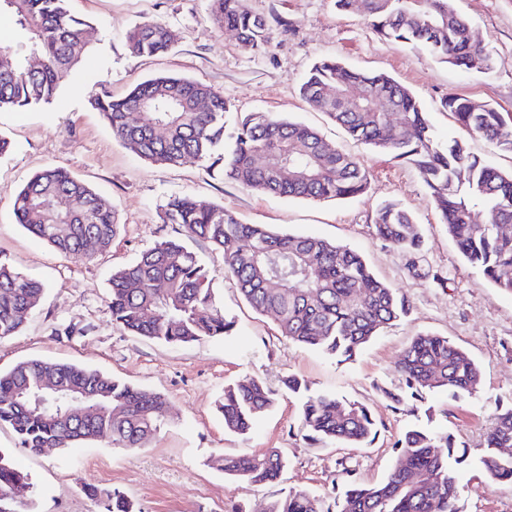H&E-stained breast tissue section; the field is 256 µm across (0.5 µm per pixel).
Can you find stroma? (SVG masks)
Here are the masks:
<instances>
[{
	"mask_svg": "<svg viewBox=\"0 0 512 512\" xmlns=\"http://www.w3.org/2000/svg\"><path fill=\"white\" fill-rule=\"evenodd\" d=\"M450 3L493 54L492 72H465L382 40L361 13L338 11L334 0H249L255 12L288 24L287 30H275L264 53L215 25L208 0H71V10L89 23L83 62L52 103L0 109V134L12 142L11 152L0 157V260L45 288L21 331L0 342V371L29 358L74 363L164 394L168 411L160 428L135 449L115 448L99 438L34 454L18 447L10 428L0 429V448L31 477L33 512H105L102 499L88 496L91 488L120 489L136 512H264L271 500L296 489L331 501L346 477L383 480L395 463V441L412 426L448 432L467 448L466 461L456 469L464 512H512V488L490 486L479 464L497 406L512 404V296L463 260L411 166L353 141L299 94L306 72L326 57L386 73L422 103L440 140H461L492 166L511 170L512 155L462 128L443 101L460 94L512 114V0ZM144 22L170 27L172 50L153 57L131 54L125 34ZM161 74L211 85L239 112H279L317 128L369 171L366 192L342 200L280 198L224 180L221 170H207L194 159L175 167L144 162L113 137L89 98H118ZM49 165L65 168L111 202L120 228L107 251L71 259L16 223L15 196ZM172 195L224 205L248 224L349 246L378 279L408 298L409 315L353 361L337 363L278 335L271 320L255 313L225 277L220 257L197 239L190 247L207 261L216 298L235 323L233 332L173 347L119 330L112 323L108 279L156 241L178 237L177 226L160 219ZM387 201L401 203L417 218L425 244L416 270L375 231V211ZM425 332L448 337L479 363L480 388L463 401L435 392L392 411L383 392L401 387L399 356ZM291 374L313 391L366 405L378 421L375 442L359 448L310 445L299 429L298 403L283 391L282 381ZM249 377L263 379L275 391L276 404L248 435L225 433L215 402L226 383ZM270 448L287 459L277 481L244 489L225 475L224 457Z\"/></svg>",
	"mask_w": 512,
	"mask_h": 512,
	"instance_id": "stroma-1",
	"label": "stroma"
}]
</instances>
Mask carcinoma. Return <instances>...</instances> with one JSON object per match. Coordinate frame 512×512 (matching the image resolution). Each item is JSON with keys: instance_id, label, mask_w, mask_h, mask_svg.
Listing matches in <instances>:
<instances>
[{"instance_id": "1", "label": "carcinoma", "mask_w": 512, "mask_h": 512, "mask_svg": "<svg viewBox=\"0 0 512 512\" xmlns=\"http://www.w3.org/2000/svg\"><path fill=\"white\" fill-rule=\"evenodd\" d=\"M68 0H0V11L16 17L25 39L0 48V109L52 102L69 72L82 60L88 24L70 14ZM336 9H357L386 40L411 45L466 71L488 73L494 58L472 38L469 20L448 0H335ZM214 22L236 32L257 53L272 39L267 18L248 0H209ZM130 52L154 56L174 46L172 30L161 23L134 26L126 36ZM28 56L41 63L32 71ZM357 88L364 96L346 99ZM301 97L353 139L418 172L448 236L472 268L498 289L512 294V171L496 169L471 154L459 140L439 142L414 94L389 75L349 68L326 58L302 81ZM206 110L199 111L200 103ZM91 105L132 153L150 164L177 166L187 158L223 163L224 179L256 193L304 200L346 199L364 193L370 176L360 161L329 144L312 127L274 112H249L231 119L233 105L211 85L179 75H158L125 96H94ZM444 108L457 123L512 154V119L489 103L450 94ZM266 164H257V156ZM71 200L69 211L51 206ZM483 210L488 222L476 224ZM16 222L61 254L77 260L109 249L119 224L112 205L92 187L58 166L36 173L13 202ZM165 224L182 237L164 239L133 262L112 272V324L144 338L182 345L203 337L226 336L234 322L217 305L208 271L187 239L209 243L248 305L268 317L279 335L344 362L372 338L410 312L409 301L378 280L350 247L323 238L284 233L267 224H245L224 206L173 196L163 206ZM377 234L408 258L424 245L414 214L392 201L374 219ZM94 248H88L89 244ZM44 293L29 275L0 262V340L14 336ZM400 392L384 395L396 411L408 399L422 401L446 391L455 401L473 396L480 366L446 336L423 333L402 353ZM52 379L68 394L46 398L41 383ZM290 394L303 396L300 429L315 444L354 447L375 440L370 409L329 394H307L297 376L283 380ZM276 401L258 378L224 386L217 409L224 430L245 435ZM168 410L161 394L74 364L31 359L0 372V424H9L19 447L33 453L69 448L107 438L114 448H140ZM395 464L387 477L367 484L346 480L341 499L327 506L316 493L291 491L265 512H462L452 464L457 454L446 432L413 428L394 444ZM512 407L500 408L489 428L481 467L495 486H512ZM286 461L276 448L252 457L224 458V473L246 489L278 478ZM33 484L0 449V512H25ZM106 512H133L119 491L105 493Z\"/></svg>"}]
</instances>
